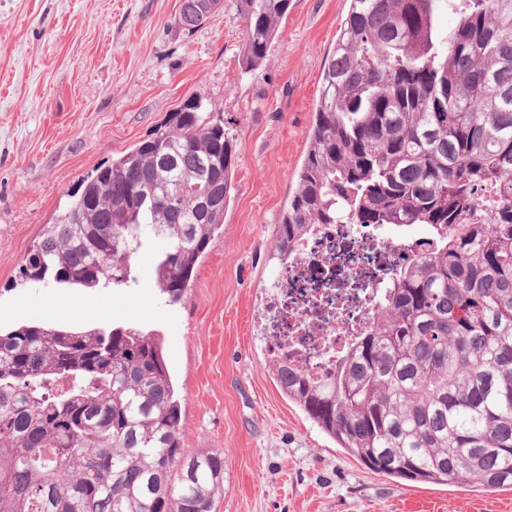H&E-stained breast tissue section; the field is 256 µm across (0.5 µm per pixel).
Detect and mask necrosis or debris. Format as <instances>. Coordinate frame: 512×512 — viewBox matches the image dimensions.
<instances>
[{
    "instance_id": "1",
    "label": "necrosis or debris",
    "mask_w": 512,
    "mask_h": 512,
    "mask_svg": "<svg viewBox=\"0 0 512 512\" xmlns=\"http://www.w3.org/2000/svg\"><path fill=\"white\" fill-rule=\"evenodd\" d=\"M413 237L358 224H318L271 277L258 315L273 358L328 380L336 360L370 326L380 286L413 258Z\"/></svg>"
}]
</instances>
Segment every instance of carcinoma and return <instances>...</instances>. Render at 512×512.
<instances>
[{"label":"carcinoma","instance_id":"obj_1","mask_svg":"<svg viewBox=\"0 0 512 512\" xmlns=\"http://www.w3.org/2000/svg\"><path fill=\"white\" fill-rule=\"evenodd\" d=\"M350 0L327 56L297 187L276 227L284 267L316 224H426L369 329L322 382L272 360L288 399L367 469L408 483L512 488V0ZM221 0H181L193 32ZM246 64L290 0H236ZM222 113L187 99L100 167L20 268L25 282L153 284L183 299L234 189ZM218 202L198 211L189 185ZM495 190L477 219L478 193ZM159 335L115 323L0 332V512H212L224 454L187 455Z\"/></svg>","mask_w":512,"mask_h":512}]
</instances>
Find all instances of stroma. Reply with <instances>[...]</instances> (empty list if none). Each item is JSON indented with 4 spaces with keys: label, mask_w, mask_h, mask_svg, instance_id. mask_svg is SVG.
Segmentation results:
<instances>
[{
    "label": "stroma",
    "mask_w": 512,
    "mask_h": 512,
    "mask_svg": "<svg viewBox=\"0 0 512 512\" xmlns=\"http://www.w3.org/2000/svg\"><path fill=\"white\" fill-rule=\"evenodd\" d=\"M180 0H0V328L131 322L163 338L186 454L223 453L213 512H512V489L414 484L366 469L281 391L257 334L268 257L305 158L322 70L348 0H291L258 71L235 0L197 30ZM191 97L234 138V189L182 301L140 282L87 290L19 269L87 177Z\"/></svg>",
    "instance_id": "obj_1"
}]
</instances>
